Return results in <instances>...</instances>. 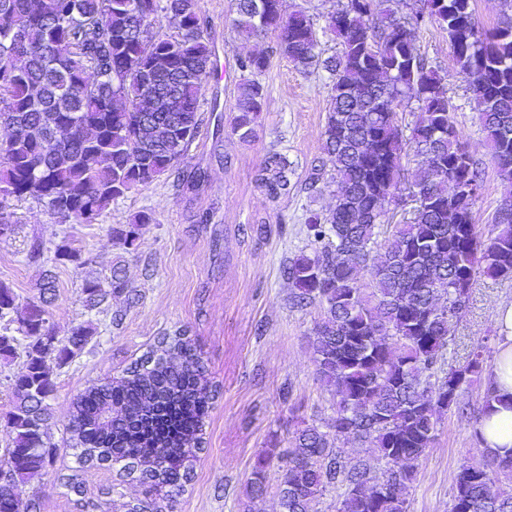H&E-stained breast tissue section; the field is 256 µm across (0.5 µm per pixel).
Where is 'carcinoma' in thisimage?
<instances>
[{"mask_svg":"<svg viewBox=\"0 0 512 512\" xmlns=\"http://www.w3.org/2000/svg\"><path fill=\"white\" fill-rule=\"evenodd\" d=\"M237 0V33H272L275 51L300 72L319 66L330 75L323 131L325 158L310 177L315 188L331 172L335 203L306 214L310 251L285 270L293 304H319L324 318L309 336L317 373L337 397L323 432H295V450L282 466L281 512H314L326 488L346 486L336 512H407L405 489L429 451L440 414L460 405V388L483 370L482 352L463 366L446 365L452 327L466 310L475 275L512 278V213L503 228L479 238L473 209L482 188L470 153L459 142L456 107L438 70L417 53V28L391 17L388 0H348L327 17L341 46L320 58L310 18L282 13V0ZM472 0H425L426 16L448 33L459 73L469 83L497 174L512 208V20L486 29ZM166 21L174 29L154 27ZM213 51L195 0H0V236L14 231V201L32 198L59 223L94 224L117 199L172 171L202 125L200 97L213 72ZM269 54L239 61L241 95L233 131L251 137L265 92L257 80ZM158 95L144 101L140 78ZM421 114L404 139L399 103ZM413 144L425 167L412 175L413 216L395 224L383 253L374 254L388 205L401 191L402 156ZM289 164L268 155L257 181L268 196L288 193ZM153 223L142 211L115 231L136 249ZM374 273L366 291L360 273ZM126 288L115 270L107 282L88 280L85 302L98 308ZM16 309L12 288L0 283V320ZM45 304L29 303L18 335L0 334V361L23 358L6 413L9 448L0 478L9 487L41 474L48 450L55 370L81 354L91 337L73 329L60 342L48 327ZM195 342L176 332L113 378L91 383L72 403L69 430L77 459L121 465L138 475L153 500L175 503L202 450V427L212 397ZM353 435L388 469L372 475L362 460L346 464L330 436ZM267 457L255 461L247 496L265 489ZM512 479V451L463 467L449 512H512V493L493 483Z\"/></svg>","mask_w":512,"mask_h":512,"instance_id":"carcinoma-1","label":"carcinoma"}]
</instances>
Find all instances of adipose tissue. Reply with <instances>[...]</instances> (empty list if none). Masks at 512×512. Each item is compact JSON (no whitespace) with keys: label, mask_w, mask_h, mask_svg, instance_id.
<instances>
[{"label":"adipose tissue","mask_w":512,"mask_h":512,"mask_svg":"<svg viewBox=\"0 0 512 512\" xmlns=\"http://www.w3.org/2000/svg\"><path fill=\"white\" fill-rule=\"evenodd\" d=\"M498 345L491 391L494 398L475 430L486 453L502 455L512 448V301L497 316Z\"/></svg>","instance_id":"ef3b65f1"}]
</instances>
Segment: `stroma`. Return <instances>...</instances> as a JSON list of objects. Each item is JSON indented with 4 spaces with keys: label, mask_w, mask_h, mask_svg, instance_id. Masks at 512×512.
Listing matches in <instances>:
<instances>
[{
    "label": "stroma",
    "mask_w": 512,
    "mask_h": 512,
    "mask_svg": "<svg viewBox=\"0 0 512 512\" xmlns=\"http://www.w3.org/2000/svg\"><path fill=\"white\" fill-rule=\"evenodd\" d=\"M346 3L284 0L283 6L285 12L309 15L319 49L329 57L339 47L325 32V19ZM196 10L224 71L211 76L202 91L204 123L176 168L114 201L94 224L59 223L32 199L13 204L15 231L0 236V282L13 289L19 305L38 300L44 274L52 273L55 299L48 326L54 336H68L78 325L92 330L83 352L55 373L56 389L48 400L49 462L39 476L15 488L20 500L39 498L41 512H127L144 501L142 485L118 469L78 463L68 424L76 394L120 375L167 333L182 330L194 340L218 392L204 449L176 512H280L277 467L268 470L262 498L246 496L255 460L283 456L296 428L326 427L336 414V396L317 376L308 343L323 310L316 304L294 306L284 275L288 261L308 247L306 211L328 210L333 200L327 181L308 186L324 156L330 80L323 70L303 73L272 56L259 77L266 91L263 110L252 137L240 139L232 130L240 94L237 60L267 49L274 38L239 39L234 0H196ZM416 47L439 70L456 107L460 139L483 181L475 224L482 238H490L498 231L504 190L474 96L438 24L421 23ZM272 151L285 154L292 168L288 194L275 199L256 181ZM142 211L151 212L154 222L130 253L113 230ZM36 240L43 253L33 261L28 250ZM62 245L71 259L58 258ZM116 268L127 289L113 295L107 309L88 308L85 280L105 278ZM505 300H512V280L477 275L469 307L453 327L447 359L464 365L468 353L482 347L485 373L462 387L465 412L442 413L432 447L408 487V512H448L461 467L483 456L473 428L483 414L497 348L496 310ZM68 475L79 482L80 492L66 486Z\"/></svg>",
    "instance_id": "stroma-1"
}]
</instances>
